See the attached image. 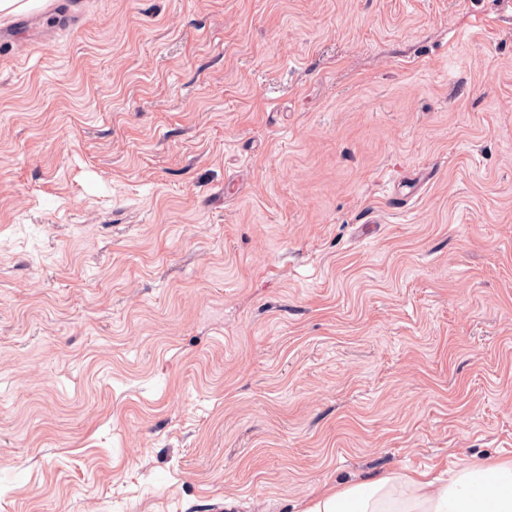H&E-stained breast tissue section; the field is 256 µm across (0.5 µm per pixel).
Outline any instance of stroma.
<instances>
[{
  "label": "stroma",
  "instance_id": "stroma-1",
  "mask_svg": "<svg viewBox=\"0 0 512 512\" xmlns=\"http://www.w3.org/2000/svg\"><path fill=\"white\" fill-rule=\"evenodd\" d=\"M511 460L512 0L0 22V512Z\"/></svg>",
  "mask_w": 512,
  "mask_h": 512
}]
</instances>
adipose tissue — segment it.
<instances>
[{"label": "adipose tissue", "mask_w": 512, "mask_h": 512, "mask_svg": "<svg viewBox=\"0 0 512 512\" xmlns=\"http://www.w3.org/2000/svg\"><path fill=\"white\" fill-rule=\"evenodd\" d=\"M303 512H512V461L464 469L444 484L393 472L328 487Z\"/></svg>", "instance_id": "ef3b65f1"}]
</instances>
